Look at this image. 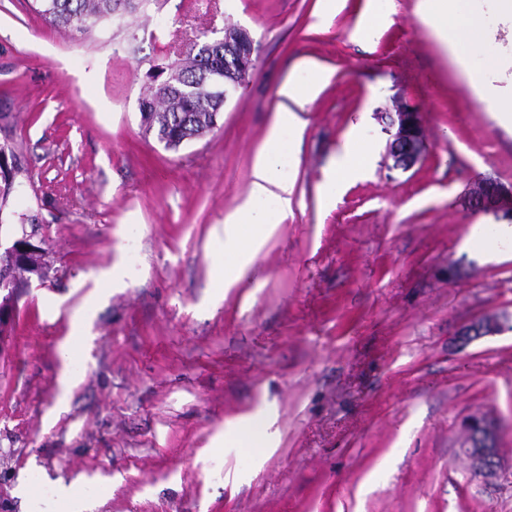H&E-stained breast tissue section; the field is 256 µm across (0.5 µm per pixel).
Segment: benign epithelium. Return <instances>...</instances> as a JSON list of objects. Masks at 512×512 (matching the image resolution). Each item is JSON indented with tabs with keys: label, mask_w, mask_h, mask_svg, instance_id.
<instances>
[{
	"label": "benign epithelium",
	"mask_w": 512,
	"mask_h": 512,
	"mask_svg": "<svg viewBox=\"0 0 512 512\" xmlns=\"http://www.w3.org/2000/svg\"><path fill=\"white\" fill-rule=\"evenodd\" d=\"M215 47L224 48V96L237 89L248 78L254 66L255 40L242 25L228 24L222 36L204 41L203 54ZM378 119L386 125L390 138L386 157L391 168L408 171L415 167L428 149V140L422 113L406 101L395 100L392 106L378 113ZM465 204L474 211L495 209L512 210V186L507 187L491 178L475 180L467 191ZM512 316L485 315L467 324L462 335L468 341L494 335L509 328ZM466 448L474 475L489 481L499 477L500 460L497 448V424L486 416L469 417L463 423Z\"/></svg>",
	"instance_id": "obj_1"
}]
</instances>
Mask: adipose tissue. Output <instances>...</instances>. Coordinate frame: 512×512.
<instances>
[{"mask_svg": "<svg viewBox=\"0 0 512 512\" xmlns=\"http://www.w3.org/2000/svg\"><path fill=\"white\" fill-rule=\"evenodd\" d=\"M426 17L455 64L470 71L474 56H484L490 67L499 59L490 52L483 17L467 0H424ZM299 77L283 83L282 104L275 112L268 138L258 151L249 196L242 207L224 219V229L213 243L216 270H228L231 283L240 282L264 244L273 224L288 207L289 186L281 172L295 158L292 136L304 124L301 116L328 79L318 63L302 60Z\"/></svg>", "mask_w": 512, "mask_h": 512, "instance_id": "ef3b65f1", "label": "adipose tissue"}]
</instances>
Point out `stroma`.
Listing matches in <instances>:
<instances>
[{"mask_svg":"<svg viewBox=\"0 0 512 512\" xmlns=\"http://www.w3.org/2000/svg\"><path fill=\"white\" fill-rule=\"evenodd\" d=\"M0 0V142L29 181L11 224L37 217L50 277L18 302L0 355V512L73 483L91 512H512V242L464 248L512 217L474 212L469 184H512V129L473 92L420 14L387 0H147L90 35ZM512 97V24L470 0ZM248 28L259 44L218 127L179 150L140 124L145 73L193 34ZM329 79L307 103L288 208L248 277L215 281L214 231L247 199L256 153L296 63ZM423 114L429 152L389 169L375 112ZM366 173L335 179L344 145ZM86 327L75 361L62 347ZM69 388H62L63 374ZM499 425L497 479L473 476L460 426ZM270 443L229 440L242 420ZM509 321L510 323L512 322V316L507 313L485 315L467 324L462 331V336H465L466 340L471 341L494 335L505 329H509Z\"/></svg>","mask_w":512,"mask_h":512,"instance_id":"obj_1","label":"stroma"}]
</instances>
